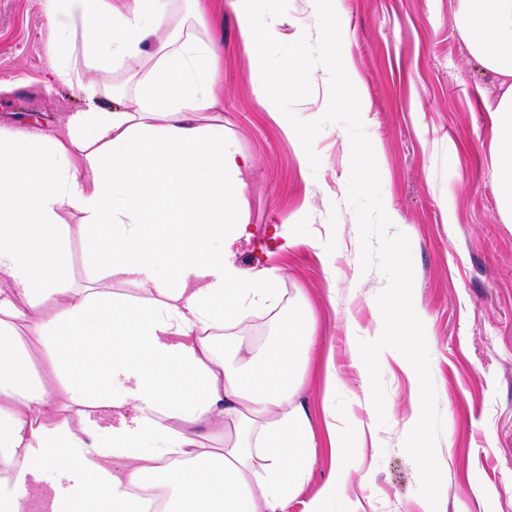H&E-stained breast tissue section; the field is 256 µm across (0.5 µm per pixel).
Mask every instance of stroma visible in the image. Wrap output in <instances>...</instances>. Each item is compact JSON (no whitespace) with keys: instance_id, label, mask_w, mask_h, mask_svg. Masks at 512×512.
<instances>
[{"instance_id":"1","label":"stroma","mask_w":512,"mask_h":512,"mask_svg":"<svg viewBox=\"0 0 512 512\" xmlns=\"http://www.w3.org/2000/svg\"><path fill=\"white\" fill-rule=\"evenodd\" d=\"M342 59L358 81L368 112L364 130L375 153L384 206L394 208L392 232L407 235L413 299L431 336L430 374L442 419L437 458L443 512H512V219L499 207L493 169V130L485 102L497 85L470 53L456 28L457 0H342ZM271 31L282 42L317 38L313 0H289ZM166 35L219 41L224 77L219 107L201 123L220 122L229 142L252 165V235L229 259L246 273L279 268L281 301L216 336L262 351L286 313L309 311L317 347L298 401L309 410L316 437L324 435L325 360L336 366L335 414L356 446L347 460L346 497L332 512L360 499L364 512H422L419 474L403 449L413 384L397 365L382 367L386 422L364 440V385L352 355L349 326L360 339L374 334L382 315L376 298L387 285L379 268L362 270L356 217L347 204L351 141L341 124L327 125L313 147L318 168L302 166L283 130L284 115L269 112L259 61L243 43L230 0H174ZM51 27L44 0H0V131L63 128L84 107L77 87H48ZM315 236L334 257L306 244L283 246L279 231ZM371 473L370 490L360 488Z\"/></svg>"}]
</instances>
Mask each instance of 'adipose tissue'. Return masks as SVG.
Segmentation results:
<instances>
[{
	"label": "adipose tissue",
	"instance_id": "1",
	"mask_svg": "<svg viewBox=\"0 0 512 512\" xmlns=\"http://www.w3.org/2000/svg\"><path fill=\"white\" fill-rule=\"evenodd\" d=\"M48 82L71 86L80 66L103 80L53 134L0 137V512H143L168 490L167 512H288L317 445L298 402L311 318L292 312L250 371L251 346L219 357L214 332L277 305L280 275L243 277L226 243L251 235V164L199 113L217 105L212 43L163 39L169 0H46ZM456 25L500 88L488 103L502 211L512 216V0H458ZM144 55L136 106L107 105L114 64ZM82 215L76 226L61 214ZM79 236L90 288L48 315ZM158 295L131 303L95 288L100 273ZM45 348L54 381L32 368ZM333 467L303 512H329L346 493L351 442L324 403ZM56 473L58 483L46 480Z\"/></svg>",
	"mask_w": 512,
	"mask_h": 512
}]
</instances>
